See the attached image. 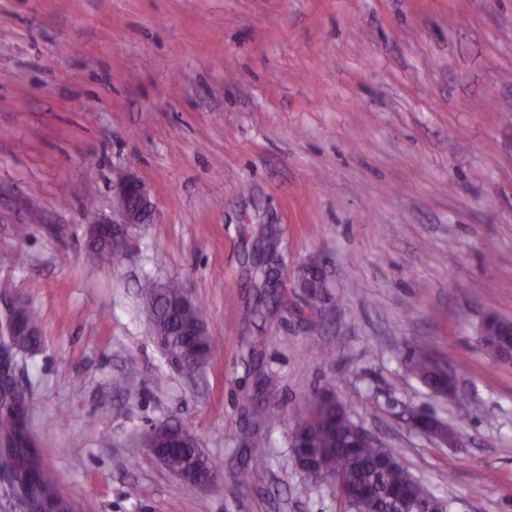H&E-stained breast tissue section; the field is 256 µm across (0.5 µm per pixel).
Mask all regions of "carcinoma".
Here are the masks:
<instances>
[{"instance_id":"cac0c4a2","label":"carcinoma","mask_w":512,"mask_h":512,"mask_svg":"<svg viewBox=\"0 0 512 512\" xmlns=\"http://www.w3.org/2000/svg\"><path fill=\"white\" fill-rule=\"evenodd\" d=\"M259 241L264 243V259L257 270L256 287L261 289L264 300L279 304L286 293L281 290L278 279L284 257L280 250L281 237L277 225H263ZM180 295V283L177 281L151 284L145 288L153 338L171 362L183 373L192 376L206 364L215 347V338L201 331L198 326L204 319L199 304L194 303L184 309L175 307ZM32 326H39V316L36 311L25 308L16 319L12 331L4 332L0 340L18 353L33 350L39 346V336L30 334L29 328ZM427 353L426 343L416 339L405 357L408 371L424 383L430 376ZM257 379L251 399L257 416L261 418L270 413L262 400V395L267 392V376L260 372ZM332 392L333 387L327 386L313 395L305 409L299 413L293 427V435L304 437L312 455L320 462L319 466L312 469V481L329 485L333 473L339 470L346 487L364 491V495L350 502L348 512H393L391 497L411 490L419 480L407 470L394 452L390 453L389 461L385 462L381 458L380 449L376 447H349L357 423L348 408L338 409L330 401L319 399V395ZM25 432L31 435L33 460L26 461L17 455L14 448H0V501L8 503L12 512H26L28 503L32 501L60 509L65 495L43 458L31 423H26L25 429H20L13 408L0 400V440L20 442ZM150 446L162 449L172 471L188 476L184 480L188 490H197L200 483L209 478V458L199 448L196 438L191 437L172 448L167 440L148 434L142 441L134 443L132 453Z\"/></svg>"}]
</instances>
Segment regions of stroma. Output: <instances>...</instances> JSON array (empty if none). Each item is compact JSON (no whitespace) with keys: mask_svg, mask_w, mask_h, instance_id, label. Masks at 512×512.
<instances>
[{"mask_svg":"<svg viewBox=\"0 0 512 512\" xmlns=\"http://www.w3.org/2000/svg\"><path fill=\"white\" fill-rule=\"evenodd\" d=\"M129 175L152 221L94 258L88 226ZM265 224L288 284L268 309ZM313 261L321 302L296 286ZM172 279L217 340L193 377L149 328L144 290ZM5 300L40 315L15 377L79 512H339L289 448L327 383L451 512H512V364L478 344L488 314L512 319V0H0ZM416 336L453 396L403 365ZM259 369L276 416L257 436ZM417 409L467 447L413 432ZM164 424L198 438L216 488L129 456ZM257 241L264 243L262 260L260 269H257L256 288H261V295L265 303L268 305L271 300L273 303L280 304L287 293L281 288H287L282 279L281 288L278 279V273L284 264V257L280 250V230L275 224H265L261 228L260 236ZM431 364L433 370L440 375L442 380V383L437 388L433 389V393L439 397L451 395L456 388V375L454 371L445 360L433 357Z\"/></svg>","mask_w":512,"mask_h":512,"instance_id":"35a3bbf8","label":"stroma"}]
</instances>
